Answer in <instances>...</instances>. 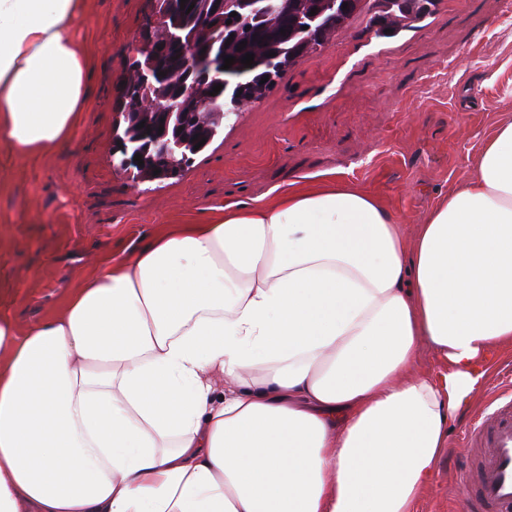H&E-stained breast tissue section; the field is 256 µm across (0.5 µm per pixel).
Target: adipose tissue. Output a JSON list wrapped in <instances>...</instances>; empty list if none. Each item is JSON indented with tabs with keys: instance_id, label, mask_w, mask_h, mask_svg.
<instances>
[{
	"instance_id": "ef3b65f1",
	"label": "adipose tissue",
	"mask_w": 512,
	"mask_h": 512,
	"mask_svg": "<svg viewBox=\"0 0 512 512\" xmlns=\"http://www.w3.org/2000/svg\"><path fill=\"white\" fill-rule=\"evenodd\" d=\"M83 0H0V142L66 148ZM430 344L443 368L422 375ZM512 348V121L414 240L336 177L104 258L0 317V512H415L448 420Z\"/></svg>"
}]
</instances>
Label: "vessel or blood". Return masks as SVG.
<instances>
[{"label":"vessel or blood","instance_id":"b4317fda","mask_svg":"<svg viewBox=\"0 0 512 512\" xmlns=\"http://www.w3.org/2000/svg\"><path fill=\"white\" fill-rule=\"evenodd\" d=\"M468 440L483 454L464 492L467 512H512V406L479 417Z\"/></svg>","mask_w":512,"mask_h":512}]
</instances>
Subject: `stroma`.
Returning <instances> with one entry per match:
<instances>
[{"mask_svg":"<svg viewBox=\"0 0 512 512\" xmlns=\"http://www.w3.org/2000/svg\"><path fill=\"white\" fill-rule=\"evenodd\" d=\"M154 0H85L73 37L93 61L71 144L44 159L0 143V316L27 326L55 313L106 255L165 224L256 205L277 186L336 172L384 197L407 237L435 201L474 177L484 140L512 120V12L503 0H440L418 29L379 38L355 22L226 121L176 179L115 168L119 92ZM512 392V350L495 352L417 512H464L466 437Z\"/></svg>","mask_w":512,"mask_h":512,"instance_id":"stroma-1","label":"stroma"}]
</instances>
